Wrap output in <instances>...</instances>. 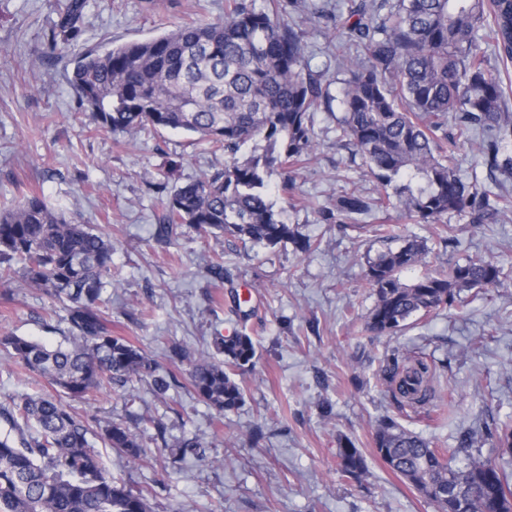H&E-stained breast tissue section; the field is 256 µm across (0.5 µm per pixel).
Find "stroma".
<instances>
[{"label":"stroma","mask_w":512,"mask_h":512,"mask_svg":"<svg viewBox=\"0 0 512 512\" xmlns=\"http://www.w3.org/2000/svg\"><path fill=\"white\" fill-rule=\"evenodd\" d=\"M52 2L0 0V212L34 190L110 239L112 283L103 297L112 333L177 380L163 393L145 379L129 394L107 387L73 402L92 429L135 425L144 450L136 463L93 441L113 477L149 493L153 512H435L376 456L377 424L391 417L451 448L463 431L512 421V213L484 224L449 216L460 243L448 246L432 226L408 223L391 206L364 216L375 230L355 237L336 201L379 189L355 148L341 141L335 113L321 109L313 115L315 152L292 172L290 191H281L279 174L269 179L280 219L315 250L203 236L187 224L171 239L157 238L163 202L176 187L223 169V150L169 129L133 137L96 131L68 78L85 51L211 21L226 0H86L81 29L60 55L46 38L58 21ZM307 41L310 70L337 95L344 74L335 38L313 26ZM398 234L421 237L429 248L427 266L404 271L403 280L479 254L502 261L505 284L461 292L458 306L414 317L397 335H371L364 323L374 294L364 271ZM218 261L220 280L209 272ZM68 315V305L42 290L0 288V334L53 345L67 335ZM241 330L254 338L257 355L235 375L243 404L220 415L196 395L189 373L193 360L215 357V336ZM395 350L428 364L442 405L399 410L378 380ZM49 390L0 351V406ZM258 426L264 436L256 440ZM347 438L366 460L365 481L338 471ZM185 439L197 442V452L173 460L170 447Z\"/></svg>","instance_id":"35a3bbf8"}]
</instances>
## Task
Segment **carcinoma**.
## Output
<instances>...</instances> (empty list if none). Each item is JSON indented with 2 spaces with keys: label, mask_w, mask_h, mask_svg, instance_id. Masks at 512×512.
<instances>
[{
  "label": "carcinoma",
  "mask_w": 512,
  "mask_h": 512,
  "mask_svg": "<svg viewBox=\"0 0 512 512\" xmlns=\"http://www.w3.org/2000/svg\"><path fill=\"white\" fill-rule=\"evenodd\" d=\"M264 2L229 0L221 19L78 57L70 84L97 130L131 136L148 127L179 130L224 148L223 170L178 187L163 203L157 237L168 239L176 225L190 224L201 234L222 233L244 244L290 242L310 251V240L274 211L266 177L310 159L311 113L322 105L332 110L334 101L342 135L381 186L409 178L399 206L410 223L436 224L439 238L453 243L449 215L483 224L512 208L511 197L476 177L464 179L454 156L458 144L474 143L490 170L512 174V110L479 36L491 24L497 57L512 62V0H350L334 10L325 0ZM55 7L53 47L58 33L68 41L78 32L84 0H55ZM288 8L340 33L336 60L346 78L338 96L330 97L309 71L305 32L283 18ZM248 142L253 154L241 162L236 154ZM387 199L351 192L340 197L336 211L347 217L381 211ZM112 251L111 241L67 220L37 193L0 213V287L18 281L72 303L68 336L56 346L3 333L0 349L73 400L105 385L124 388L134 377L152 379L160 391L169 388L154 360L112 335L103 317ZM427 251L426 241L411 234L368 261L365 276L375 295L369 333L395 334L414 316L452 306L465 290L501 285L499 263L479 255L405 282L402 272L423 264ZM214 344L224 359L196 361L191 384L218 412L234 411L243 391L230 372L252 363L255 344L243 332L217 336ZM424 370L395 359L383 367L381 380L398 406L435 396ZM0 420L9 428L0 436V512H152L147 495L112 478L89 425L62 399L19 396L0 407ZM485 430L512 453V422ZM98 437L117 454L140 458L139 436L126 424L112 421ZM375 452L436 512H512L508 475L482 456L474 434L445 450L387 417L377 425ZM460 454L466 465L452 467ZM338 459L347 478L367 472L349 439Z\"/></svg>",
  "instance_id": "1"
}]
</instances>
